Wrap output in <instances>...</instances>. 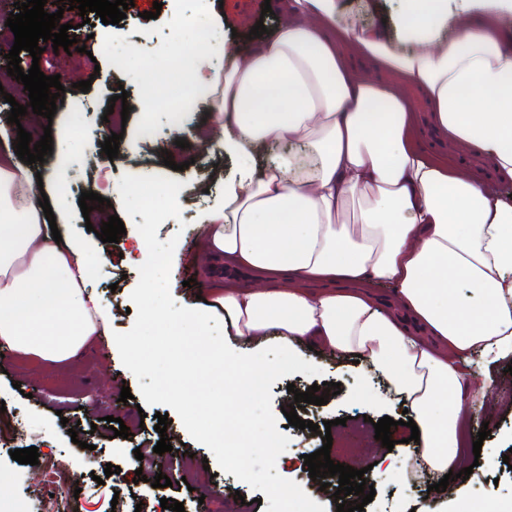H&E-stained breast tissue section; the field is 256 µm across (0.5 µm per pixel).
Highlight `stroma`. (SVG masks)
I'll return each mask as SVG.
<instances>
[{"mask_svg":"<svg viewBox=\"0 0 512 512\" xmlns=\"http://www.w3.org/2000/svg\"><path fill=\"white\" fill-rule=\"evenodd\" d=\"M154 0H137L128 8L119 25H104L99 16L83 20L72 15L69 37L94 55L80 76L68 70L65 51H44L39 60L22 52L20 66L30 69L39 65L45 75H60L70 90L58 104L54 124L71 129L67 152L70 172L62 185L46 188V195L63 194L72 203L67 224L61 225L63 240L77 239L91 247L101 243L95 232L87 231L78 204L82 192L106 195L108 188L118 187L126 174L148 171L181 182L203 181V192L194 194L191 204L182 205L180 219H167L159 227L157 238H177L170 271V292L176 304L190 306L197 288L213 287L245 279L244 271L226 268L223 261L210 260L203 248V229L196 224L197 212L213 208L224 201V183L238 177L248 167L245 157H227L218 141L224 136L220 122L212 116L208 96H201L182 112L179 123H171L169 110L173 98L169 92L177 75L161 68L164 52L175 51L195 58L193 35L183 31L179 42H171L169 23L173 17H184L212 29L217 38L234 37L236 44L249 43V30L237 26L227 13L231 0H162V10L155 19L146 18ZM90 80L89 92L75 88L76 79ZM151 83L153 101L142 105L141 89ZM128 92L131 110L117 158L111 159L101 150L100 133L105 123L102 115L111 96L118 90ZM183 130L189 146L184 151L190 165L172 170L164 159L171 150L173 127ZM210 135L214 147L207 151L191 148L198 133ZM126 232L119 242L109 243L112 262L94 263L88 285L97 291L100 302L111 318L115 332L129 331L135 321L131 314L130 294L139 280L138 267L126 255L135 251L140 233L132 218L124 217ZM304 360L316 364L321 376L311 378L297 372L276 381L271 387L272 409L278 414L277 425L284 428L290 442L276 463L278 473L297 482L325 512H336L334 493L338 477L329 486L310 478L301 457L323 445L321 436L309 430L289 426L283 407L294 401L295 391H306L312 385L338 383L340 394L329 397L327 404H304L298 410L300 419L315 424L332 422L331 452L344 464L365 470L367 485L376 495L364 512H418L427 494L428 483L413 470L411 447L406 439L411 430L403 426V407L384 398V386L365 365L344 363L327 352L297 347ZM507 362L486 363L476 360L473 373L478 380L467 396L468 403L478 404L481 418L462 415L459 429L465 443L460 465L470 468L467 479L450 478L449 512H468L473 501L485 494H495L504 506H512V469L503 461L512 450V374ZM129 387L132 398L120 402L122 387ZM379 404H372V397ZM0 496L10 500L17 512H39L40 492L49 472L65 476L61 497L69 505L68 512H163L161 499L183 503L185 512H198L199 497H206L211 512H265L259 505L262 491L253 490L234 475L220 472L218 465L204 467L210 458L207 447L194 441L176 413H169L166 433L155 430L156 406L145 404L135 376L127 370L118 350L110 348L106 337H99L70 360L47 366L32 356L8 353L0 358ZM122 419L132 437L124 439L110 429L108 417ZM391 417L394 448L383 447L375 438L374 420ZM79 424L78 436H71L68 424ZM492 431L485 440L477 433L483 425ZM167 437L171 451H153L160 437ZM481 441L480 452H473V441ZM37 447L38 465L12 460L13 449ZM115 465L117 473L105 475L106 465ZM165 466L178 484L155 488L150 484L158 466ZM143 471L144 481H135L136 471Z\"/></svg>","mask_w":512,"mask_h":512,"instance_id":"35a3bbf8","label":"stroma"}]
</instances>
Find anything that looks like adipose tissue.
<instances>
[{"mask_svg":"<svg viewBox=\"0 0 512 512\" xmlns=\"http://www.w3.org/2000/svg\"><path fill=\"white\" fill-rule=\"evenodd\" d=\"M404 3L392 38L386 23L337 19L336 0H289L287 20L248 51L201 46L181 72V86L211 87L226 154L274 140L303 147L225 182L223 205L198 213L210 251L264 283L214 289L196 319L205 327L219 311L225 332L252 342L274 330L287 346L361 356L420 431L416 468L445 475L460 461L471 385L460 359L512 358V0H463L469 18L453 29L448 0ZM222 57L224 72L206 74ZM358 61L377 79L360 80ZM478 96L490 111L474 110ZM428 130L488 158L492 177L428 149ZM31 187L30 167L1 156L0 348L54 365L106 328L86 281L111 254L53 245ZM462 286L472 301L458 299ZM180 358L187 385L256 376L231 358Z\"/></svg>","mask_w":512,"mask_h":512,"instance_id":"1","label":"adipose tissue"}]
</instances>
